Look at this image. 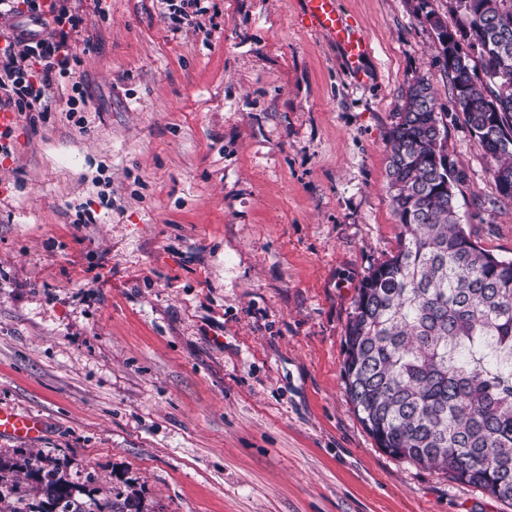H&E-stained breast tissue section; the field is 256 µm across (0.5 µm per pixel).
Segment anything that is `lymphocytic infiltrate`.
<instances>
[{"instance_id": "lymphocytic-infiltrate-1", "label": "lymphocytic infiltrate", "mask_w": 512, "mask_h": 512, "mask_svg": "<svg viewBox=\"0 0 512 512\" xmlns=\"http://www.w3.org/2000/svg\"><path fill=\"white\" fill-rule=\"evenodd\" d=\"M8 12L47 18L54 26L46 37L16 33L0 42V111L33 112L53 83L71 77L78 62L71 34L81 19L55 0H9Z\"/></svg>"}]
</instances>
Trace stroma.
<instances>
[{"instance_id":"obj_1","label":"stroma","mask_w":512,"mask_h":512,"mask_svg":"<svg viewBox=\"0 0 512 512\" xmlns=\"http://www.w3.org/2000/svg\"><path fill=\"white\" fill-rule=\"evenodd\" d=\"M60 2L83 19L72 80L0 155V405L45 431L0 457L144 512H512L377 448L342 380L353 300L397 248L386 139L414 79L462 224L512 259V203L412 0H336L358 75L301 0H210L199 31L157 0Z\"/></svg>"}]
</instances>
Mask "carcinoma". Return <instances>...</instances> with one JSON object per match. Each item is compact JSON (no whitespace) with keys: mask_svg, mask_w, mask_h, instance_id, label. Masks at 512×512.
<instances>
[{"mask_svg":"<svg viewBox=\"0 0 512 512\" xmlns=\"http://www.w3.org/2000/svg\"><path fill=\"white\" fill-rule=\"evenodd\" d=\"M461 18L473 49L465 62L441 54L452 96L492 178L512 176V0H473ZM387 138L395 253L372 268L345 326L342 379L377 447L448 473L512 503V259L467 234L448 182L461 178L443 143L447 126L431 84L413 81ZM38 481L35 504L13 473ZM9 512H143L140 500L75 498L61 467L0 459V503Z\"/></svg>","mask_w":512,"mask_h":512,"instance_id":"cac0c4a2","label":"carcinoma"}]
</instances>
